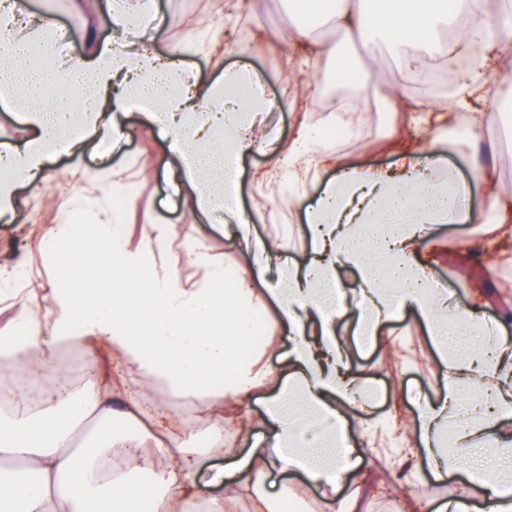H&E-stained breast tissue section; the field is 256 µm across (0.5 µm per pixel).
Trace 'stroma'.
I'll use <instances>...</instances> for the list:
<instances>
[{"instance_id":"stroma-1","label":"stroma","mask_w":512,"mask_h":512,"mask_svg":"<svg viewBox=\"0 0 512 512\" xmlns=\"http://www.w3.org/2000/svg\"><path fill=\"white\" fill-rule=\"evenodd\" d=\"M30 12L52 10L66 36L70 55H84L92 39H105L113 31L108 0H86L81 12H73L67 0H24ZM224 0H156L158 22L151 45L161 55L184 46L192 37L223 26ZM293 0H243L234 20L244 29L241 44L243 54L226 55L221 48L202 47L201 51L181 55L182 65L204 80H213L225 70L246 68L267 82L271 97H280L283 91L296 92L298 110H306L310 124L324 122L325 111L319 100L311 97V82L306 72L290 68L284 61L285 50L272 41L275 30L289 27L296 20ZM308 24L316 38L340 43L360 74L353 85L351 104L362 111L353 136H339L328 141L329 150L340 163L359 167L386 168L396 162L386 142L393 126V118L386 109L382 96L399 81L394 58L382 48L355 42L343 43L333 20L322 14L309 16ZM436 111L424 113L421 129L405 127V143L419 151L427 150L428 131L440 130L444 139L438 149L442 153L453 178L465 182L470 193L466 201V217L454 224H438L420 240L419 258L439 257L433 269L436 279L448 285L452 302L464 306L475 304L472 290L481 286L484 300L479 307L487 318L494 319L512 305V267L497 265L496 258L503 247L501 239L483 235L482 230L492 215L491 193H498L504 204L512 205V103L504 104L496 117L487 124L471 130L462 129L460 121L448 118V95H436ZM298 110H283L267 115L270 132L281 139L291 138L296 129ZM125 122L129 136L117 150L102 147L96 152L66 151L50 158L48 168L56 178L48 191L32 194L28 186L16 192L13 210L0 217V267L22 264L31 276L18 296L0 299V332L7 331L19 308L20 300L32 296H46L57 283L54 259L43 252L40 242L57 224L63 223L71 211L70 199L74 192L95 199L102 195V185L96 181L74 182L72 170H93L103 166H120L126 170L129 191L122 210L131 244H138L141 227L158 221L170 224L169 260L184 284L192 286L203 280L205 271L187 252L188 244L197 237H207L213 255L223 260L230 270H240L244 259L231 238L224 233L221 216L203 220L189 206L191 187L184 181L180 161L170 137L159 128L149 125L142 114L129 110ZM271 158L262 151L247 154L239 169L242 185V204L245 210L257 213L255 234L265 240H287L285 253L290 263L303 266L312 256V238L304 212L321 182L336 174L335 168L324 167L319 179L307 184L303 195L289 199L288 187L282 183H267L259 176ZM489 162L488 178L475 174L477 162ZM78 217L93 224L97 221L94 209L86 207L75 211ZM341 288L345 293V313L338 327L339 340L346 348L351 368L367 379L366 391L372 403L363 415L365 426H372L377 417L396 415L405 421L414 416L417 397L436 399L441 393L437 381L439 366L433 357V348L420 317L413 310L382 330L376 347L359 346L354 342L353 326L357 319L361 294L359 272L355 267L338 270ZM402 337L403 347L390 346L393 337ZM147 395L168 408L175 421L169 430L178 438L181 447L195 450L201 445L210 421L187 400L174 397L159 384H151ZM379 461L365 456L362 472L367 479L368 512H392L396 500L448 499L456 496L452 484L429 485L412 481L392 488V479L380 471Z\"/></svg>"}]
</instances>
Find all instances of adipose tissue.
<instances>
[{
	"label": "adipose tissue",
	"mask_w": 512,
	"mask_h": 512,
	"mask_svg": "<svg viewBox=\"0 0 512 512\" xmlns=\"http://www.w3.org/2000/svg\"><path fill=\"white\" fill-rule=\"evenodd\" d=\"M110 11L116 38L93 41L87 55L67 58L52 14L29 18L22 0H0V36L7 39L0 49V99L22 94V110L37 130L0 156L8 171L0 178V216L12 210L19 184L37 195L49 188L53 177L45 162L52 152L64 144H119L129 135L122 117L136 108L177 137L183 174L198 190V211L224 212L250 267L227 279L223 261L201 237L188 251L207 276L184 287L168 259L169 225H143L140 244L130 247L111 197L100 202L98 223L51 231L58 261V284L49 297L52 333L42 335L36 313L21 311L0 336V359L52 367L61 346L83 348L94 354L100 385L48 415L0 416V512H140L147 503L182 512L198 498L201 487L186 449L170 448L159 435L157 424L168 411L147 403L148 380L196 402L214 420L203 451L224 454L227 462L224 494L210 498L209 512H225L228 497L244 492L261 498L265 512H301L316 487L341 492L336 512H357L367 489L348 415L359 409L361 385L336 340L339 315L332 310L344 296L337 281L343 265L360 273L358 335L377 336L400 312L413 309L428 327L441 366L442 399L420 405L408 422L383 420L371 454H398L407 481L423 472L443 481L465 469L467 482L448 502L449 512H512V426L502 422L512 414V340L478 309L448 305L416 256L425 228L461 218L443 163L406 155L397 170H341L307 213L310 263L301 268L279 260L284 245L255 238L250 215L225 210L222 188L230 166L264 147L273 154L264 179L287 183L294 193L304 190L323 164L319 132L303 120L296 137L278 143L265 124L272 103L256 94L249 71L228 70L207 82L176 58L158 57L145 43L154 0H111ZM329 15L343 42L370 45L388 38L408 81L424 76L422 51L471 57L451 96L456 110L481 99L490 71L497 97L512 100L511 16L484 15L482 37L463 34L445 45L439 32L451 20L446 0H386L377 12L366 0H333ZM409 31L420 37L417 48L403 38ZM273 37L303 48L311 77L328 62L346 67L337 44L315 38L308 25ZM80 115L90 127L83 135L76 132ZM268 311L291 339L288 386L267 410L275 426L269 448L239 455L234 441L251 419L246 401L277 380L264 363L267 349L251 342L252 320ZM465 384L487 393V401L464 397L459 388ZM117 395L123 424H113L105 441L74 449V432L85 420L111 421ZM452 420L458 424L453 460L442 438ZM477 448L492 455L495 470L472 464ZM113 449L121 452L123 467L102 475L99 461ZM291 466L302 467L303 483L265 497L269 473Z\"/></svg>",
	"instance_id": "ef3b65f1"
}]
</instances>
